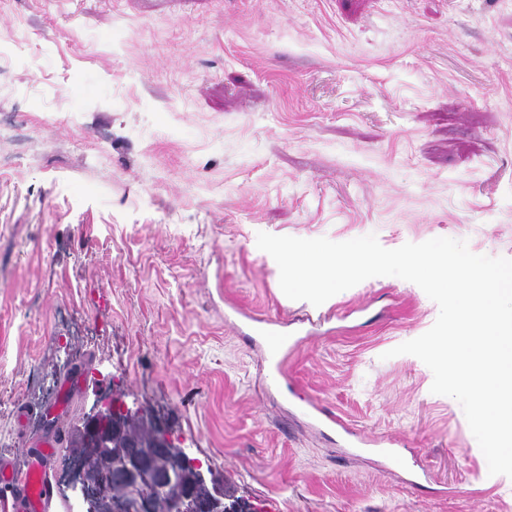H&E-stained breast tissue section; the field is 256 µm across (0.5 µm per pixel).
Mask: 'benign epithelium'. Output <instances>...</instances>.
I'll return each mask as SVG.
<instances>
[{
	"instance_id": "1",
	"label": "benign epithelium",
	"mask_w": 512,
	"mask_h": 512,
	"mask_svg": "<svg viewBox=\"0 0 512 512\" xmlns=\"http://www.w3.org/2000/svg\"><path fill=\"white\" fill-rule=\"evenodd\" d=\"M140 418L154 431V447L143 448L134 438L112 447V439ZM79 437L82 457L71 488L89 512H260L229 494L224 477L173 441L164 422L147 410L105 399L84 417ZM87 459L99 466L87 467ZM170 487L174 493L162 496Z\"/></svg>"
}]
</instances>
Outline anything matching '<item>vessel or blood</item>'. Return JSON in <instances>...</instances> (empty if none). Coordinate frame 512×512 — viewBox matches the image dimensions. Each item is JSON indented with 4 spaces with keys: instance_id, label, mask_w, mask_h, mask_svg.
<instances>
[{
    "instance_id": "1",
    "label": "vessel or blood",
    "mask_w": 512,
    "mask_h": 512,
    "mask_svg": "<svg viewBox=\"0 0 512 512\" xmlns=\"http://www.w3.org/2000/svg\"><path fill=\"white\" fill-rule=\"evenodd\" d=\"M235 316L249 334L264 339L267 389L279 390L292 385L293 378L287 370L286 361L289 353L304 341V334L297 331L289 335L279 333L271 329L265 320L240 310ZM300 413L315 427L345 436L349 447L363 452H374L380 447L379 441L352 430L342 418L316 400H307ZM63 437V431L59 430L47 437L30 439L28 445L32 452L25 470H16L8 460L0 461V512H49L54 501V486L46 463Z\"/></svg>"
}]
</instances>
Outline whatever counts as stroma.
I'll return each mask as SVG.
<instances>
[{
  "label": "stroma",
  "instance_id": "35a3bbf8",
  "mask_svg": "<svg viewBox=\"0 0 512 512\" xmlns=\"http://www.w3.org/2000/svg\"><path fill=\"white\" fill-rule=\"evenodd\" d=\"M261 232L512 258V0H0V457L117 387L262 512H512L461 405L389 354L437 304L393 276L289 299ZM229 303L331 315L289 402L406 454L290 422Z\"/></svg>",
  "mask_w": 512,
  "mask_h": 512
}]
</instances>
